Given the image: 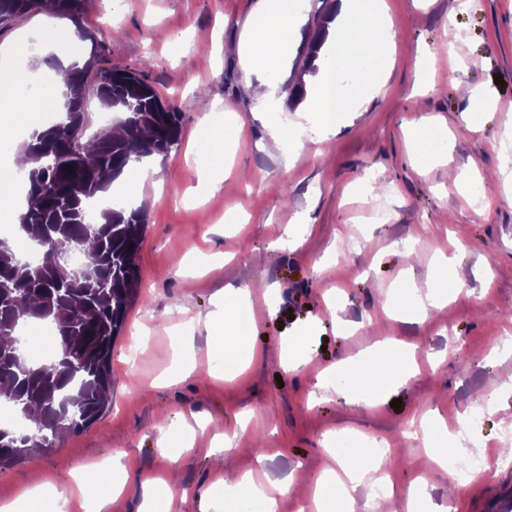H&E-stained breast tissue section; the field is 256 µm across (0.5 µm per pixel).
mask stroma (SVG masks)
<instances>
[{"mask_svg":"<svg viewBox=\"0 0 512 512\" xmlns=\"http://www.w3.org/2000/svg\"><path fill=\"white\" fill-rule=\"evenodd\" d=\"M387 3L395 45L385 94L367 111L341 113L326 142L290 141L273 152L239 53L260 0H91L83 25L104 35L105 65L143 74L181 112V141L145 159L152 175L132 197L148 224L138 297L112 351L110 406L83 432L0 468V503L38 469L68 495L70 512H87L73 470L117 455L125 484L103 512H143L144 480L169 468L160 437L177 445L189 427L195 439L178 460L181 485L172 500H158L159 512H207V488L223 492L245 475L262 484L293 477L295 494L277 496L275 512H300L302 493L325 476L326 442L359 439L385 443L379 474L397 512L419 492L455 512L512 500V449L500 444L512 429V182L501 176L500 150L512 130L503 118L512 107V0H478L466 10L459 0ZM199 30L211 37L203 52L193 46ZM438 56L447 68L426 79L424 61ZM207 113L224 123L232 170L203 189L198 172L210 158L198 121ZM452 169L468 181L449 183ZM379 181L393 188L385 223L368 215ZM301 213L310 233L296 248L276 247ZM355 236L360 245L342 249ZM440 255L453 259L459 284L447 305L422 321L386 317L390 293L426 291ZM228 285L250 289L248 322L265 353L230 379L205 326ZM316 317L310 361L285 372L288 339ZM189 323L182 350L178 334ZM135 336L143 344L132 364ZM387 338L418 364L402 385L374 407L335 392L312 402L324 366L362 359ZM397 398L401 406L392 407ZM477 399L487 411L472 423L466 411ZM425 419L458 422L460 450L493 454L485 475L449 492L433 455L447 439L398 433ZM218 432L228 440L214 459L208 450Z\"/></svg>","mask_w":512,"mask_h":512,"instance_id":"obj_1","label":"stroma"}]
</instances>
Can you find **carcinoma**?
Returning <instances> with one entry per match:
<instances>
[{
  "label": "carcinoma",
  "mask_w": 512,
  "mask_h": 512,
  "mask_svg": "<svg viewBox=\"0 0 512 512\" xmlns=\"http://www.w3.org/2000/svg\"><path fill=\"white\" fill-rule=\"evenodd\" d=\"M88 3L0 0V28L26 15L51 13L70 19L76 34L92 43L83 65L64 71V119L33 132L24 149L34 167L19 229L47 245L48 254L28 266L0 241V401L36 421L26 433L0 427V466L54 447L105 410L112 348L137 294L136 257L148 217L143 207L97 208L94 202L110 187L106 173L118 176L133 159L164 155L181 136V113L146 79L103 65L102 43L82 25ZM325 35L319 28L308 45L311 69ZM90 76L112 123L87 138L83 100ZM75 254L82 257L77 265L71 262ZM21 319L51 323L65 362L33 366L14 358L10 345L20 343L15 333Z\"/></svg>",
  "instance_id": "obj_1"
}]
</instances>
